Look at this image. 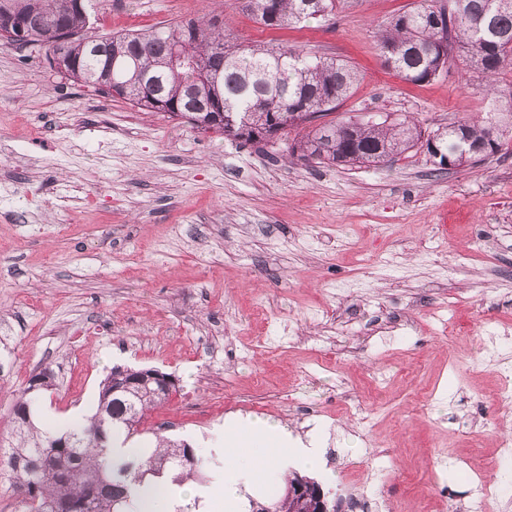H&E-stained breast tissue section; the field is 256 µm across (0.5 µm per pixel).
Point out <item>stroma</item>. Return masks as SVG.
I'll list each match as a JSON object with an SVG mask.
<instances>
[{
	"label": "stroma",
	"mask_w": 512,
	"mask_h": 512,
	"mask_svg": "<svg viewBox=\"0 0 512 512\" xmlns=\"http://www.w3.org/2000/svg\"><path fill=\"white\" fill-rule=\"evenodd\" d=\"M420 0H339L325 21L272 30L245 0H96L97 31L157 29L215 10L245 44L288 45L352 65L336 112L408 118L431 131L483 111L481 77L450 69L411 83L379 32ZM0 442L32 374L58 389L38 420L91 415L112 367L154 368L178 388L143 425L223 446L232 418L316 437L319 481L339 508H464L475 470L508 466L495 392L512 343V141L437 170L426 149L377 166L306 163L286 138L243 144L52 76L43 56L0 43ZM41 130L39 139L29 128ZM73 222L59 234L58 215ZM389 225L386 236L372 227ZM350 288L348 304L333 294ZM265 301L298 339L272 356L213 355L265 334ZM417 324L375 342L355 314ZM356 405L368 418L346 416ZM396 454L376 457L384 443Z\"/></svg>",
	"instance_id": "1"
}]
</instances>
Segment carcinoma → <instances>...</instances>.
<instances>
[{
	"label": "carcinoma",
	"mask_w": 512,
	"mask_h": 512,
	"mask_svg": "<svg viewBox=\"0 0 512 512\" xmlns=\"http://www.w3.org/2000/svg\"><path fill=\"white\" fill-rule=\"evenodd\" d=\"M436 0L392 18L379 48L387 67L412 83L429 82L459 60L463 70L488 82L486 116L439 127L427 135L407 119L379 123L336 120L332 114L359 82L358 72L331 57H304L286 46L231 44L218 15L174 21L159 30L97 33L89 13L72 0H0V23L31 18L28 40L0 39L30 52L64 50L72 67L66 78L141 110L187 120L204 130L260 144L295 132L291 155L318 163L377 166L426 148L438 169L444 159H482L499 151L512 125V85L498 75L512 63V0H445L448 12L434 17ZM337 0H248L256 22L285 29L325 19ZM449 50L436 45L440 29ZM148 78L144 95L134 75ZM147 369L114 367L102 382L96 411L66 430L34 422L42 394L56 389L54 375L31 376L13 407L15 442L0 448V473L9 477L21 512H141L134 490L146 477L201 481L212 459L187 441L155 435L144 460L114 458L106 443L116 433L141 434L146 412L166 403L171 391L142 383ZM311 477L289 473L285 488L303 487V507L322 512Z\"/></svg>",
	"instance_id": "cac0c4a2"
}]
</instances>
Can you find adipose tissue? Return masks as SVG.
I'll return each instance as SVG.
<instances>
[{"label":"adipose tissue","instance_id":"obj_1","mask_svg":"<svg viewBox=\"0 0 512 512\" xmlns=\"http://www.w3.org/2000/svg\"><path fill=\"white\" fill-rule=\"evenodd\" d=\"M289 435L280 426L268 422L248 424L246 430L228 428L224 431V476L216 480L214 488L224 512H242V489L259 491L263 481L280 478L289 467H300L317 472L323 467L320 449L299 447L291 455H282L278 447ZM143 501L151 512H175L176 506L199 490L190 481L171 479L145 480L139 487Z\"/></svg>","mask_w":512,"mask_h":512}]
</instances>
